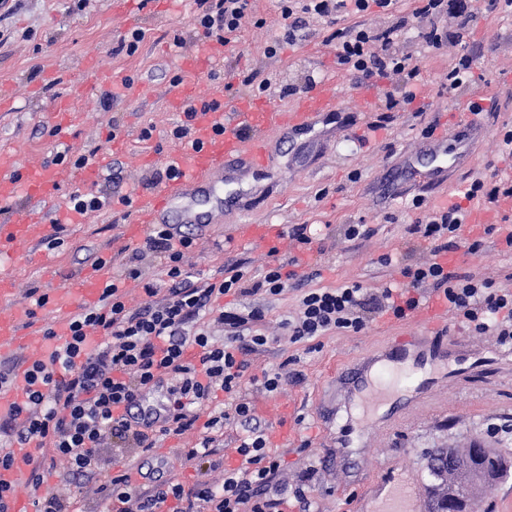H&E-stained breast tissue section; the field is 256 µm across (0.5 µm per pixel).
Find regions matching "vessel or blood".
Returning a JSON list of instances; mask_svg holds the SVG:
<instances>
[{"label":"vessel or blood","mask_w":512,"mask_h":512,"mask_svg":"<svg viewBox=\"0 0 512 512\" xmlns=\"http://www.w3.org/2000/svg\"><path fill=\"white\" fill-rule=\"evenodd\" d=\"M337 109L336 96L325 86L309 90L298 106L286 111L271 109L262 101H243L230 111L214 110L199 114L196 137L201 148L183 147L169 154L165 162L177 169L176 178L151 194L132 198L133 221L137 224H175L204 228L217 222L224 212V181L239 167L266 169L273 158L267 149L271 130H313L321 113ZM457 129L453 137H437L422 150L405 156L401 170L412 186L423 190L448 181L450 174L471 164L468 140L486 132L479 123L474 106L455 113ZM15 160L0 155V204L23 193L33 200H47L56 193L53 173L43 167L30 166L22 177L14 175ZM78 223L77 215L59 212L46 217L43 211L19 213L13 221L0 225V244L31 238L46 222ZM109 275L108 267L77 277L83 301H92ZM35 334L21 333L13 318L0 317V342L15 344L36 342ZM429 503L417 498L413 487L388 491L383 512H428Z\"/></svg>","instance_id":"b4317fda"}]
</instances>
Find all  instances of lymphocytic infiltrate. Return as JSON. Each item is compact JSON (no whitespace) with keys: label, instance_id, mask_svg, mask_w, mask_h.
<instances>
[{"label":"lymphocytic infiltrate","instance_id":"obj_1","mask_svg":"<svg viewBox=\"0 0 512 512\" xmlns=\"http://www.w3.org/2000/svg\"><path fill=\"white\" fill-rule=\"evenodd\" d=\"M249 0H195L194 26L201 40L226 45L248 16ZM392 0H279L284 35L265 49L276 57L283 45L302 38L310 20L335 23L342 12L363 14L370 7H389ZM472 0H414L410 13L397 16L386 28L373 30L357 22L338 32L336 64L360 82L403 77L402 98L385 93L386 109L413 103L419 93V60L394 51L408 26H423L428 47L463 44L478 16ZM459 18L456 30L438 31L441 16ZM460 201L439 210L427 209L424 198L412 205L423 212L407 225L411 240L427 243L431 260L413 262L407 256H380L381 265L397 266L401 281L369 290L354 282L334 288L306 289L294 316L281 322L289 342L314 339L327 332L365 331L382 316L408 319L420 307L423 288L438 299L468 330L492 334L500 345L512 346V273L504 282L481 278L449 266L446 255L461 238L467 211L462 200L483 199L495 206L512 198V178L475 174L460 192ZM195 245L193 233L171 224L151 225L145 238L125 254L119 272L101 289L97 301L79 306L69 318L66 334L45 325V349L23 372L0 367V387L24 380V398L0 414V468L10 467L12 451L28 449L27 473L15 481L0 479V512H12L18 494H26L35 512H73L65 484L80 481L97 512H284L295 501L298 512H310V489L297 488L285 498L276 480L280 462L267 450L264 429L255 408L239 391L243 379L260 390L274 392L287 383L286 367L250 374V354L270 342L263 326L266 308L255 295H281L289 283L309 282L299 271V258L278 263L277 249L263 276L248 277L245 264L233 261L215 274L198 277L185 267L186 252ZM159 260V272L146 276V256ZM135 283L141 301L131 305L126 282ZM247 306H237V299ZM220 326L223 339L212 328ZM232 398L215 404L218 393ZM160 394L153 420L127 412L128 403L146 402ZM242 432L235 449L240 458L229 468L219 451L225 427ZM196 432L193 446L178 449L180 467L204 460L213 479L186 484L145 469L142 461L157 442ZM137 469L143 481L128 482ZM59 484H49L50 475Z\"/></svg>","mask_w":512,"mask_h":512}]
</instances>
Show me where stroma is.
<instances>
[{
  "label": "stroma",
  "mask_w": 512,
  "mask_h": 512,
  "mask_svg": "<svg viewBox=\"0 0 512 512\" xmlns=\"http://www.w3.org/2000/svg\"><path fill=\"white\" fill-rule=\"evenodd\" d=\"M9 19L0 23V151L15 154L24 165L52 170L58 191L48 210L66 202L75 190H95L120 196L145 191L146 182L163 170L162 158L176 145L170 131L180 119L170 105L173 76L196 83L199 95L224 89V105L238 101L266 100L272 109L296 106L309 82L328 85L336 94L340 111L319 122V135H271L268 148L277 164L254 172L251 179L226 185L229 200L219 223L203 228L186 265L191 271L210 275L217 267L239 258L249 262L250 276L261 277L270 247H277L280 261L297 252L289 233L298 224L310 225L322 241L312 252V268L321 272L313 285L333 288L348 281L374 289L399 278L397 267L377 262L384 254L411 253L414 259L430 258L427 244L411 242L405 232L417 210L418 194L408 183H384V172L397 169L403 154L414 151L424 138L422 128L436 124L438 132L452 127V113L472 100L490 98L480 122L488 129L473 144V166L456 172L451 183L426 192L433 205H443L449 195L464 186L473 171L505 175L512 162L501 158L496 134L512 128V17L486 11L474 26L472 79L469 89L450 91L442 86L448 66L462 52L448 44L438 50L425 46L419 29L405 32L395 48L420 59V95L413 108L395 110L385 129L368 137L366 125L383 111L385 91L401 92V78L384 80L371 90L358 87L353 75L336 65L333 29L347 28L355 15L345 14L335 25L311 22V35L285 46L278 57L264 50L283 35L277 0H250L252 23L222 55L209 61L206 71L181 68V58L199 47L194 39L193 0H13ZM133 29L145 38L135 55L120 52L118 43ZM182 46H174V35ZM220 80H211V73ZM259 73L271 77L270 91L258 93L242 83L244 76ZM130 87H122L124 78ZM118 89L109 108H101L103 91ZM372 94V111H362L364 94ZM72 98L74 117L58 124L55 109L63 98ZM152 127L150 140L140 133ZM98 148L100 156L122 163L118 178L99 175L88 179L85 171L69 161L53 163L56 152L70 158ZM154 156L146 164V156ZM244 224H273L279 229L274 245L241 244L236 234ZM366 224L369 238L350 241L347 225ZM127 220L112 212L85 214L83 223L65 227L63 247L50 250L41 237L0 247V262L12 270L10 292L0 295V316L28 307L27 288L38 287L48 296L68 287L72 277L90 269L96 259L112 257L123 246ZM480 251L466 255L463 270L496 281L512 272V255L501 252L497 238H482ZM301 289L291 288L266 299L265 329L274 343L251 354V373L275 369L292 362L302 382L288 383L274 393L244 383L241 394L251 400L269 437L270 454L281 461L279 479L287 491L308 484L314 490L313 512H351L354 490L379 478L385 466L397 476L417 480L427 493L434 480L427 468L439 448H466L478 444L496 449L512 461V434L491 435L492 423L512 420V354H506L495 336L477 335L463 327L446 309H438L416 328L414 319L383 317L365 332L330 333L319 337L316 347L290 343L282 338L280 323L293 315ZM419 331L418 346L430 353L436 365L428 386L391 401L393 410H410L409 422L392 433L380 431L367 419L355 418L353 389L371 359L389 354L399 336ZM360 432V455H342L353 432Z\"/></svg>",
  "instance_id": "stroma-1"
}]
</instances>
